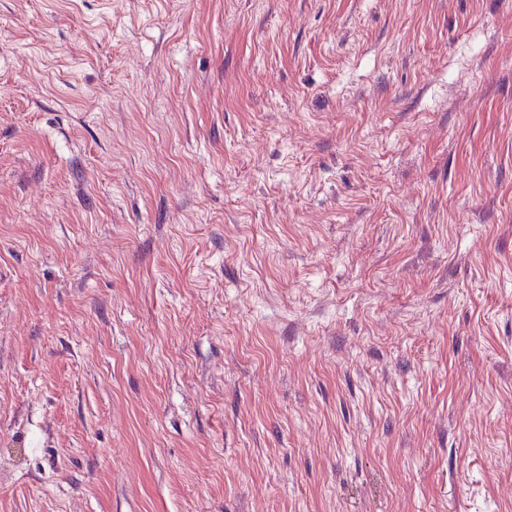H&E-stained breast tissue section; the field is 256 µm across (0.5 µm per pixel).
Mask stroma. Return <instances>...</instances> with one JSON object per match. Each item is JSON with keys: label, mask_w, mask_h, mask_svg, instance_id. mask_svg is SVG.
<instances>
[{"label": "stroma", "mask_w": 512, "mask_h": 512, "mask_svg": "<svg viewBox=\"0 0 512 512\" xmlns=\"http://www.w3.org/2000/svg\"><path fill=\"white\" fill-rule=\"evenodd\" d=\"M512 0H0V512H512Z\"/></svg>", "instance_id": "stroma-1"}]
</instances>
